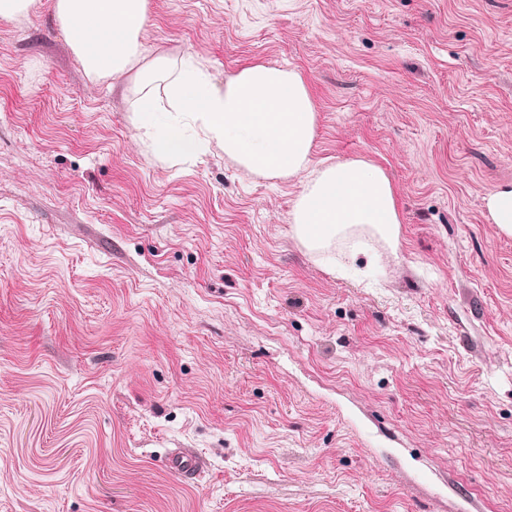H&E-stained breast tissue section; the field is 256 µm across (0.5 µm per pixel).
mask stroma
I'll list each match as a JSON object with an SVG mask.
<instances>
[{
    "label": "stroma",
    "instance_id": "obj_1",
    "mask_svg": "<svg viewBox=\"0 0 512 512\" xmlns=\"http://www.w3.org/2000/svg\"><path fill=\"white\" fill-rule=\"evenodd\" d=\"M140 40L297 70L400 245L306 248L300 177L157 159L136 71L0 18V512H512V0H148ZM486 207L493 224L506 234L512 235V189H503L486 199ZM167 465L183 480L190 482L206 467V462L192 449L182 448L169 456Z\"/></svg>",
    "mask_w": 512,
    "mask_h": 512
}]
</instances>
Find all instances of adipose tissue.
<instances>
[{
  "instance_id": "ef3b65f1",
  "label": "adipose tissue",
  "mask_w": 512,
  "mask_h": 512,
  "mask_svg": "<svg viewBox=\"0 0 512 512\" xmlns=\"http://www.w3.org/2000/svg\"><path fill=\"white\" fill-rule=\"evenodd\" d=\"M52 10L91 80L109 79L144 54L140 33L147 0H52ZM160 75L166 78L161 100L150 88ZM134 93L133 123L150 135L160 159L200 155L217 145L260 175L305 173L292 221L308 248H325L336 235L366 227L397 248L401 218L382 167L362 159L313 166L315 108L298 71L253 63L216 82L194 57L175 66L157 58L143 69ZM165 104L196 126L195 136L185 138L176 126L161 121Z\"/></svg>"
}]
</instances>
